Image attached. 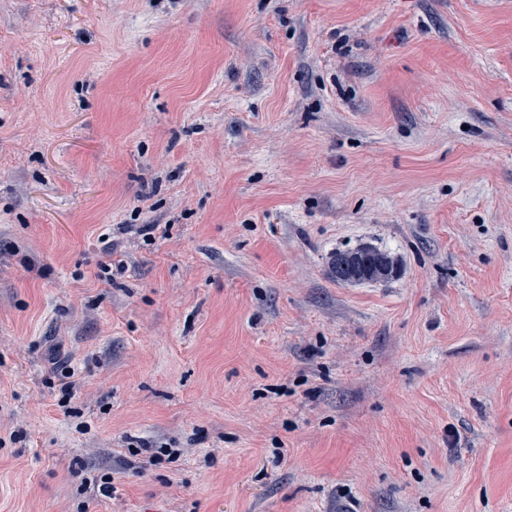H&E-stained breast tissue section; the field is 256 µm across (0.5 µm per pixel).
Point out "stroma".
<instances>
[{"mask_svg":"<svg viewBox=\"0 0 512 512\" xmlns=\"http://www.w3.org/2000/svg\"><path fill=\"white\" fill-rule=\"evenodd\" d=\"M83 502L512 512V0H0V512ZM329 269L337 281L354 284L389 279L395 273L391 255L372 245L355 249L336 250L332 253Z\"/></svg>","mask_w":512,"mask_h":512,"instance_id":"35a3bbf8","label":"stroma"}]
</instances>
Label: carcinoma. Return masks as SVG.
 Here are the masks:
<instances>
[{
  "mask_svg": "<svg viewBox=\"0 0 512 512\" xmlns=\"http://www.w3.org/2000/svg\"><path fill=\"white\" fill-rule=\"evenodd\" d=\"M329 269L336 280L346 283L383 281L395 273V261L391 255L372 245L355 249H338L332 253Z\"/></svg>",
  "mask_w": 512,
  "mask_h": 512,
  "instance_id": "1",
  "label": "carcinoma"
}]
</instances>
